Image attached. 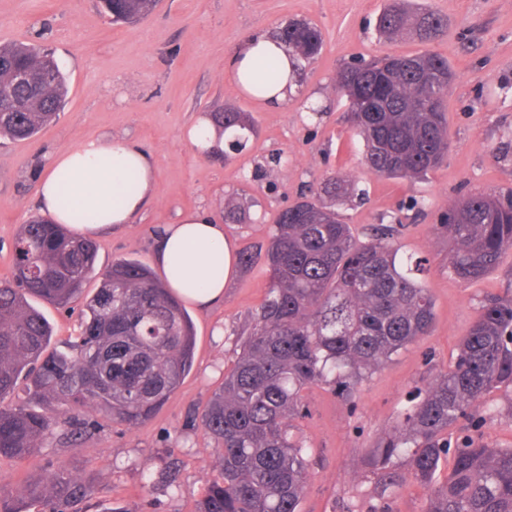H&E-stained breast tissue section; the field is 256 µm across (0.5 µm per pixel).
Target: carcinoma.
<instances>
[{"label": "carcinoma", "mask_w": 512, "mask_h": 512, "mask_svg": "<svg viewBox=\"0 0 512 512\" xmlns=\"http://www.w3.org/2000/svg\"><path fill=\"white\" fill-rule=\"evenodd\" d=\"M112 22L140 19L158 0H99ZM444 26L432 12L401 3L387 8L378 31L388 40L416 30L429 36ZM300 62L322 49L320 31L306 21L276 31ZM36 79L20 83L17 72ZM454 73L436 54L392 55L350 64L336 75L349 102V122L366 147L364 163L380 177L416 178L448 155L444 101ZM68 85L54 57L27 43L0 46V136L30 139L63 108ZM383 98L386 111L358 112L363 98ZM229 148L245 147L254 125L245 112L227 107ZM441 231L454 242L449 269L468 282L493 271L512 249V192L473 195L452 208ZM395 229L384 225L358 241L349 225L315 197L281 211L266 250L270 280L243 352L200 416L217 444L220 477L199 500L197 512H299L307 483L305 449L292 439L305 388L332 384L350 398L356 386L392 356L428 335L433 299L399 255ZM91 239H78L41 217L23 225L15 239L14 275L0 282V459L24 460L56 429L72 442L88 423L67 413L97 406L112 421L136 425L163 405L189 371L191 322L145 265L121 259L98 269ZM85 299L80 334L65 351L50 349L52 330L28 301L57 307ZM24 384L43 412L7 397ZM493 389L512 392V300L490 299L463 337L453 368L440 373L412 399L394 430L367 459L373 473L396 481L405 463L412 475L435 487L427 512H512V448H490L467 438L448 447V427L461 418L477 428L481 399ZM453 459H448V455ZM95 478L61 468L32 474L16 500L0 489V512H81Z\"/></svg>", "instance_id": "cac0c4a2"}]
</instances>
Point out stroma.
Segmentation results:
<instances>
[{
	"label": "stroma",
	"mask_w": 512,
	"mask_h": 512,
	"mask_svg": "<svg viewBox=\"0 0 512 512\" xmlns=\"http://www.w3.org/2000/svg\"><path fill=\"white\" fill-rule=\"evenodd\" d=\"M419 13L444 18L445 30L425 40L409 33L379 37L376 21L391 0H160L147 18L110 23L97 0H0V45L42 43L52 49L68 83L56 121L34 138L0 141V280L13 276V241L38 215L37 177L56 151L104 136H125L155 161L157 193L132 224L95 236L100 267L117 259L152 262L155 237L179 212L205 209L223 216L228 199L250 202V217L225 222L236 250L254 251L224 287V301L201 311L188 306L195 333L192 366L163 407L128 426L99 409L76 410L91 423L81 441L51 439L29 459L0 460V487L19 493L34 473L65 466L95 474L88 512H195L220 475L213 440L199 417L233 367L263 302L267 245L279 212L300 194L320 193L326 176L341 174L364 190L358 200L325 197L362 240L381 224L395 225L406 255L423 259L419 279L434 300L429 335L402 349L365 378L353 400L332 386L304 392L305 417L292 433L307 450L308 477L300 512H426L429 491L407 467L381 486L363 460L391 431L417 390L449 369L482 305L512 298V250L495 270L465 282L450 273L453 248L441 235L448 208L471 194L512 190V0H406ZM307 20L321 32L320 55L299 73L288 105L263 109L224 76L242 39ZM431 51L455 73L446 110L450 146L439 167L417 179L378 177L364 165V145L349 127L348 103L336 90L343 66L387 53ZM231 106L249 112L256 133L230 159L198 155L181 133L194 117ZM478 433L494 448L512 447V394L495 389L480 403Z\"/></svg>",
	"instance_id": "1"
}]
</instances>
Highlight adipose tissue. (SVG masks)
<instances>
[{
	"instance_id": "ef3b65f1",
	"label": "adipose tissue",
	"mask_w": 512,
	"mask_h": 512,
	"mask_svg": "<svg viewBox=\"0 0 512 512\" xmlns=\"http://www.w3.org/2000/svg\"><path fill=\"white\" fill-rule=\"evenodd\" d=\"M228 80L263 107H277L295 95V66L273 37L256 34L241 41L226 67ZM184 140L198 153L224 151V127L208 116L185 129ZM152 156L124 137L93 138L54 154L37 179L43 217L78 237L132 223L156 196ZM154 262L171 293L207 309L224 299V285L237 267L222 220L198 210L179 213L165 225Z\"/></svg>"
}]
</instances>
